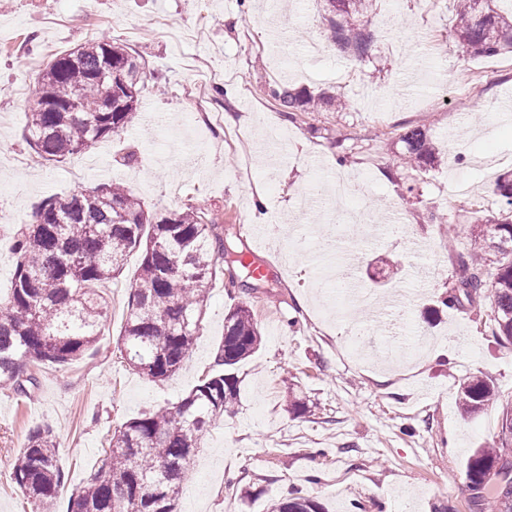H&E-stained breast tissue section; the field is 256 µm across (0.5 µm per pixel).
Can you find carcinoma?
<instances>
[{"label":"carcinoma","mask_w":512,"mask_h":512,"mask_svg":"<svg viewBox=\"0 0 512 512\" xmlns=\"http://www.w3.org/2000/svg\"><path fill=\"white\" fill-rule=\"evenodd\" d=\"M328 38L355 59L368 55L373 36L368 25L354 23L373 0H326ZM498 0H453L450 36L467 56L477 59L512 53V12ZM145 67L127 46L112 38L89 41L51 58L30 88L28 140L46 161L91 148L119 136L141 111ZM279 111L293 117L333 102L324 95L275 84L268 90ZM79 100L80 109L71 108ZM404 167H433L440 151L420 126L407 128ZM502 219L484 225L466 258L459 260L456 288L468 299L486 287L488 256L499 254L493 281L490 333L512 344V172L498 175ZM214 221L190 205L153 224L140 200L121 183L55 196L35 212V223L13 237L15 257L9 293L0 297V388L27 394L37 378L27 366L64 367L97 341L105 302L98 287L116 278L129 253L142 251L129 284L127 314L120 338L126 363L158 380L173 375L193 348L209 299L206 284L219 271L230 283L256 279L255 262L213 232ZM261 334L250 307L238 303L224 317V337L207 375L182 400L143 413L115 433L100 465L79 488L68 490L48 427L29 430L13 468V480L40 512L68 495L67 512H156L158 501L176 512L183 473L216 419L234 410L237 380L231 369L254 353ZM499 398L484 378L461 386L459 405L474 413ZM512 401L503 410L498 440L477 448L465 472L477 491L478 512L491 505L512 512ZM269 512H320L319 504L296 493L274 502Z\"/></svg>","instance_id":"cac0c4a2"}]
</instances>
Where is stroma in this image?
Returning a JSON list of instances; mask_svg holds the SVG:
<instances>
[{"instance_id": "35a3bbf8", "label": "stroma", "mask_w": 512, "mask_h": 512, "mask_svg": "<svg viewBox=\"0 0 512 512\" xmlns=\"http://www.w3.org/2000/svg\"><path fill=\"white\" fill-rule=\"evenodd\" d=\"M453 0H375L369 58L330 47L324 0H10L0 11V292L12 238L44 200L120 182L150 219L193 204L227 239L242 236L269 281L217 275L194 347L156 380L130 368L117 340L130 253L105 288L96 343L64 369L33 367L35 387L0 389V512H35L12 471L30 427L50 426L68 488L97 467L114 431L185 397L211 370L224 315L247 302L261 333L237 369L238 405L205 434L186 467L177 512H267L302 491L324 512H473L465 479L475 448L496 440L512 399V347L487 334L493 292L449 308L480 224L498 218V174L512 169V55L472 59L448 37ZM117 37L162 76L122 137L59 163L27 142L29 87L53 56ZM346 100L288 119L268 83ZM226 92L211 97L212 86ZM424 126L436 167L397 168L405 128ZM349 153L336 162V139ZM264 197V221L253 202ZM446 214L444 224L432 216ZM309 235L346 254L372 290L368 314L327 315L330 289ZM493 382L500 401L467 414L461 384ZM306 405L291 413L289 399Z\"/></svg>"}]
</instances>
